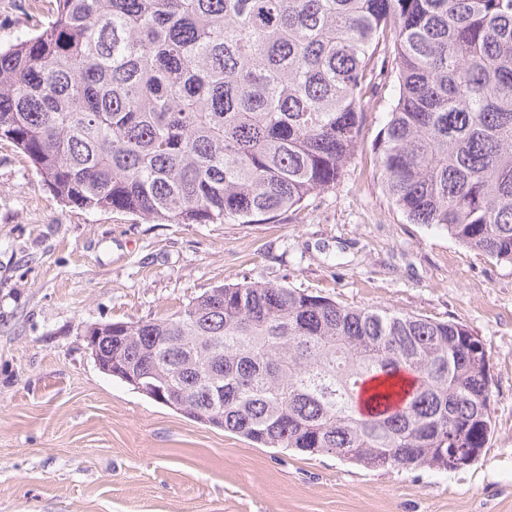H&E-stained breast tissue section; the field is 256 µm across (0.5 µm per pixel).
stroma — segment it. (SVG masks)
Masks as SVG:
<instances>
[{
    "mask_svg": "<svg viewBox=\"0 0 512 512\" xmlns=\"http://www.w3.org/2000/svg\"><path fill=\"white\" fill-rule=\"evenodd\" d=\"M47 12L0 0V46ZM335 189L262 224H158L62 205L0 140V512H512V266L408 223L375 176L379 100ZM460 321L484 342L492 431L453 471L261 448L95 365L89 326L165 318L223 284Z\"/></svg>",
    "mask_w": 512,
    "mask_h": 512,
    "instance_id": "1",
    "label": "stroma"
}]
</instances>
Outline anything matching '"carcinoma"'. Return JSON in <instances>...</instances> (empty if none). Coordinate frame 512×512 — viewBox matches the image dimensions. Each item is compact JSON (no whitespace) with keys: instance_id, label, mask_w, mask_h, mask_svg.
Returning a JSON list of instances; mask_svg holds the SVG:
<instances>
[{"instance_id":"obj_1","label":"carcinoma","mask_w":512,"mask_h":512,"mask_svg":"<svg viewBox=\"0 0 512 512\" xmlns=\"http://www.w3.org/2000/svg\"><path fill=\"white\" fill-rule=\"evenodd\" d=\"M52 2L0 48V140L62 203L260 224L336 188L377 97L393 205L512 265V0ZM102 354L263 448L448 471L450 449L491 432L466 324L282 284L114 322Z\"/></svg>"}]
</instances>
